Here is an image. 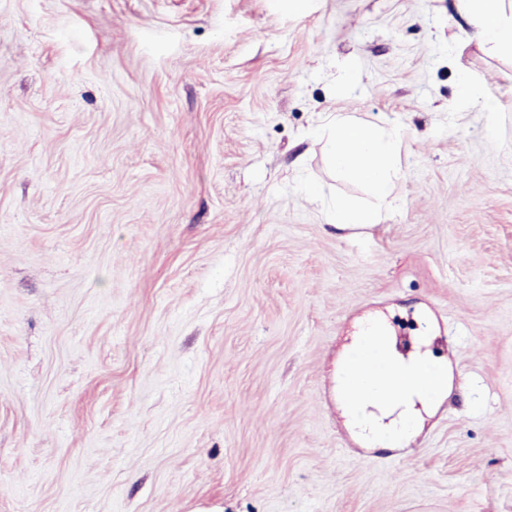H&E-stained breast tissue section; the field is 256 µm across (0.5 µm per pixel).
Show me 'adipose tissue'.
Here are the masks:
<instances>
[{
  "label": "adipose tissue",
  "instance_id": "adipose-tissue-1",
  "mask_svg": "<svg viewBox=\"0 0 512 512\" xmlns=\"http://www.w3.org/2000/svg\"><path fill=\"white\" fill-rule=\"evenodd\" d=\"M503 2L460 0V8L471 18L483 46L512 57V11L505 10ZM320 141L332 170L365 183L379 201H386L398 170L399 130L331 117L321 129ZM382 327L379 318L362 323L344 346L337 360L336 393L349 423L368 442L399 445L408 439L422 412L430 410L436 398L447 391L450 375L447 363L429 351L400 353ZM373 329L382 333L391 391L372 399L353 384L348 364L351 355L365 347Z\"/></svg>",
  "mask_w": 512,
  "mask_h": 512
}]
</instances>
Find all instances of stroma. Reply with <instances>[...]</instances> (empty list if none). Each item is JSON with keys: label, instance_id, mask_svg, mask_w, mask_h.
I'll return each instance as SVG.
<instances>
[{"label": "stroma", "instance_id": "35a3bbf8", "mask_svg": "<svg viewBox=\"0 0 512 512\" xmlns=\"http://www.w3.org/2000/svg\"><path fill=\"white\" fill-rule=\"evenodd\" d=\"M328 112L401 131L379 223ZM371 317L452 374L401 447L334 396ZM0 512H512V57L458 0H0ZM331 224H376L380 221V211L367 208L342 198L331 201L328 209Z\"/></svg>", "mask_w": 512, "mask_h": 512}]
</instances>
